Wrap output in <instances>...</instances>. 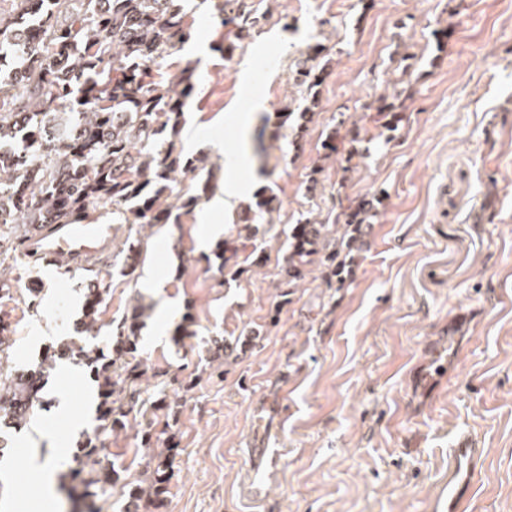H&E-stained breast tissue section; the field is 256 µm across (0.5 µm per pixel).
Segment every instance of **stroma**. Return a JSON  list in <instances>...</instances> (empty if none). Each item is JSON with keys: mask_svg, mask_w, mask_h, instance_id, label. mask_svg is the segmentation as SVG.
Masks as SVG:
<instances>
[{"mask_svg": "<svg viewBox=\"0 0 512 512\" xmlns=\"http://www.w3.org/2000/svg\"><path fill=\"white\" fill-rule=\"evenodd\" d=\"M251 3V40L215 52L220 20L199 10L164 63L196 73L184 155L205 158L216 194L231 177L241 195L157 225L133 262L115 225L95 267L112 310L90 347L108 354L126 309L148 307L136 353L144 402L108 440L122 482L102 512H121L147 429L174 462L159 512H447L448 450L463 432L487 450L471 512H512V0ZM313 48L325 66L319 104L297 134L273 115L302 104L293 62ZM263 189L271 221L238 233L242 204ZM364 200L374 209L361 246L328 261ZM304 219L325 223V238L285 286L288 235ZM226 240L232 277L206 261ZM5 265L12 292L41 291L35 308L0 304L13 364L33 370L72 335L85 291L53 266L18 255ZM42 396L25 427L0 429V512H62L65 487L43 493L27 464L38 453L72 471L98 424L89 367L51 371ZM253 448L285 451L262 506L241 493Z\"/></svg>", "mask_w": 512, "mask_h": 512, "instance_id": "1", "label": "stroma"}]
</instances>
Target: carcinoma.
<instances>
[{"label":"carcinoma","mask_w":512,"mask_h":512,"mask_svg":"<svg viewBox=\"0 0 512 512\" xmlns=\"http://www.w3.org/2000/svg\"><path fill=\"white\" fill-rule=\"evenodd\" d=\"M12 17L0 19V53H16L24 64L0 63V254L15 238L25 243L45 224H75L90 209L112 208V223L129 225L128 251L138 256L143 228L178 224L211 191L210 179L194 191L178 188L176 174L195 170L177 143L184 124V100L193 91L194 69L175 78L160 71V60L190 39L185 0H11ZM220 17L227 30L216 49L231 52L252 37L257 25L246 0H200ZM36 25L37 40L22 42V29ZM315 57L295 60L299 85L311 91L300 111L276 113L279 126L304 128L317 106L312 93L322 70ZM181 90H176V87ZM175 198L177 204L166 203ZM274 197L259 191L244 205L241 219L256 224L272 212ZM322 228L302 221L292 231L286 280L299 279L310 263ZM92 302L77 333L100 332L97 304ZM145 306H131L111 340L105 358L78 338H66L36 370L40 377L57 362H83L100 389V422L109 433L126 428L129 407L141 395L143 371L134 350ZM12 343L0 327V407L9 424L25 426L39 402L36 388L12 366ZM152 449L139 482L124 485L128 512L160 507L173 467L170 456ZM118 472L97 464L85 472L83 484L105 495L117 484Z\"/></svg>","instance_id":"1"}]
</instances>
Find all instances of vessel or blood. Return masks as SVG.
<instances>
[{"mask_svg":"<svg viewBox=\"0 0 512 512\" xmlns=\"http://www.w3.org/2000/svg\"><path fill=\"white\" fill-rule=\"evenodd\" d=\"M112 218L100 210L88 211L77 224L45 226L28 244L30 260L79 268L97 262L112 250ZM486 452L469 434L460 435L449 450L448 512H469L476 480Z\"/></svg>","mask_w":512,"mask_h":512,"instance_id":"vessel-or-blood-1","label":"vessel or blood"}]
</instances>
